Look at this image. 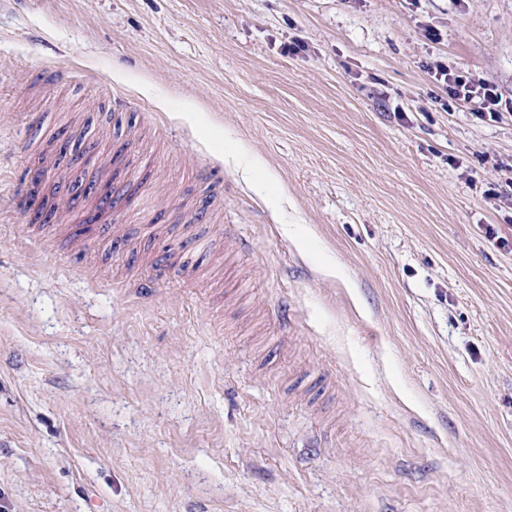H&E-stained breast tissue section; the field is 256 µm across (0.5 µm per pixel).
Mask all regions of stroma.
Wrapping results in <instances>:
<instances>
[{
    "mask_svg": "<svg viewBox=\"0 0 512 512\" xmlns=\"http://www.w3.org/2000/svg\"><path fill=\"white\" fill-rule=\"evenodd\" d=\"M509 180L512 0H0V512H512ZM437 76L443 78L448 86V95L451 99L462 104L475 106V113L483 115L484 113L495 114L500 103V97L495 86L490 83L472 84L466 81L460 75H455L447 67L438 66Z\"/></svg>",
    "mask_w": 512,
    "mask_h": 512,
    "instance_id": "obj_1",
    "label": "stroma"
}]
</instances>
